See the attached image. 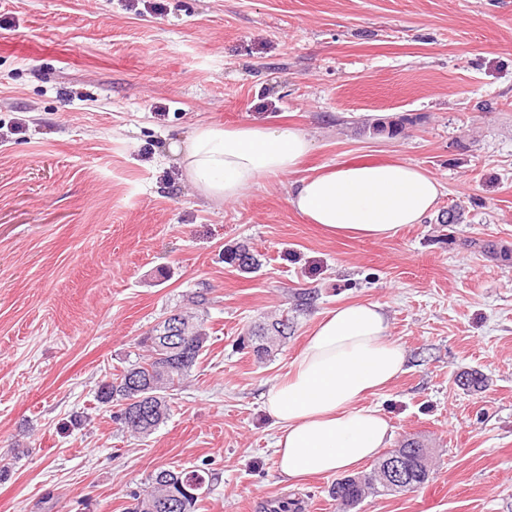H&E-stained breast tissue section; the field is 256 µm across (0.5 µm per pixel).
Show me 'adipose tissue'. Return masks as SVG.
I'll list each match as a JSON object with an SVG mask.
<instances>
[{
    "mask_svg": "<svg viewBox=\"0 0 512 512\" xmlns=\"http://www.w3.org/2000/svg\"><path fill=\"white\" fill-rule=\"evenodd\" d=\"M311 150L300 129L197 127L174 145L186 179L211 203L238 200L260 180L290 177L288 202L326 231L385 239L422 223L443 186L429 172L399 161L341 164L313 174L300 168ZM403 349L388 338L379 303L354 302L321 314L284 379L263 395L277 432L283 479L347 472L387 446L392 426L363 406L404 369Z\"/></svg>",
    "mask_w": 512,
    "mask_h": 512,
    "instance_id": "1",
    "label": "adipose tissue"
}]
</instances>
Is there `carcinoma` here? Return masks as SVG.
Returning a JSON list of instances; mask_svg holds the SVG:
<instances>
[{
    "label": "carcinoma",
    "instance_id": "obj_1",
    "mask_svg": "<svg viewBox=\"0 0 512 512\" xmlns=\"http://www.w3.org/2000/svg\"><path fill=\"white\" fill-rule=\"evenodd\" d=\"M409 123L411 120L407 118L398 121L371 118L365 122L363 131L394 136ZM224 259L242 272L256 265L255 256L244 245L228 251ZM208 302L206 292H195L190 297L193 310L176 311L183 326L184 345L167 346L160 337L163 330L158 323L139 339L138 345L144 351L140 360L110 374L101 382L97 401L111 409L112 422L119 429L135 437L146 438L168 420L173 392L182 387L208 347L210 335L204 322ZM285 321H290L286 313L248 328L239 338L238 349L258 362L266 361L272 356L273 347L287 340L293 330L291 326L285 331L279 330ZM424 447L420 441H406L401 445L408 478L417 486L430 478L429 458L424 456ZM381 466L379 461L368 471L336 480L330 489L332 499L343 509L352 510L369 495L401 492V486L383 479ZM190 481L200 485L196 496L186 493ZM212 481L213 477L203 469L160 468L150 475L146 489L134 494L136 504L133 512H199L203 494Z\"/></svg>",
    "mask_w": 512,
    "mask_h": 512
}]
</instances>
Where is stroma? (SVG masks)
I'll return each instance as SVG.
<instances>
[{
	"label": "stroma",
	"instance_id": "stroma-1",
	"mask_svg": "<svg viewBox=\"0 0 512 512\" xmlns=\"http://www.w3.org/2000/svg\"><path fill=\"white\" fill-rule=\"evenodd\" d=\"M379 116L410 123L360 133ZM202 124L295 126L304 168L402 160L443 192L384 240L309 223L286 177L214 205L172 151ZM240 244L252 272L224 261ZM202 288L209 346L167 423L131 437L98 386ZM302 289L318 298L270 360L237 349ZM354 301L406 357L367 405L391 447L435 452L428 483L356 512H512V0H0V512H130L158 468L203 464L201 512H336L333 476L282 481L262 395Z\"/></svg>",
	"mask_w": 512,
	"mask_h": 512
}]
</instances>
